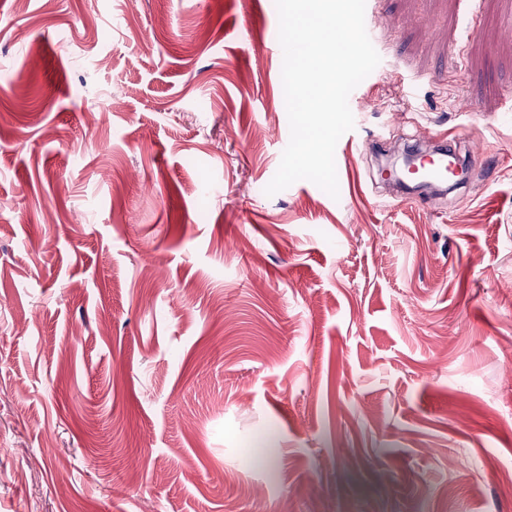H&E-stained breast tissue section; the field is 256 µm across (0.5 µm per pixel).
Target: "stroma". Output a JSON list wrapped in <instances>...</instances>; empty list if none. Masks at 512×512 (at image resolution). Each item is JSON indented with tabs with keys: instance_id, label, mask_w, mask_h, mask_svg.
I'll use <instances>...</instances> for the list:
<instances>
[{
	"instance_id": "35a3bbf8",
	"label": "stroma",
	"mask_w": 512,
	"mask_h": 512,
	"mask_svg": "<svg viewBox=\"0 0 512 512\" xmlns=\"http://www.w3.org/2000/svg\"><path fill=\"white\" fill-rule=\"evenodd\" d=\"M369 23L338 197H270L275 0H0V512H512V0ZM432 154L423 156L424 165L421 173L424 178L430 179L432 183L448 188V157H454L447 147H440Z\"/></svg>"
}]
</instances>
